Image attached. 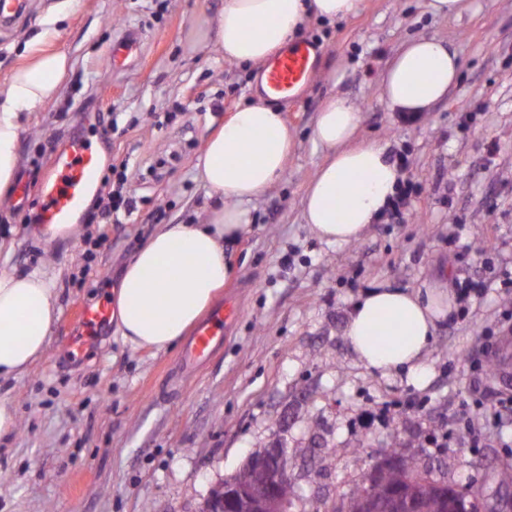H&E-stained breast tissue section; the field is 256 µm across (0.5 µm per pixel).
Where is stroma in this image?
Masks as SVG:
<instances>
[{"label": "stroma", "instance_id": "stroma-1", "mask_svg": "<svg viewBox=\"0 0 512 512\" xmlns=\"http://www.w3.org/2000/svg\"><path fill=\"white\" fill-rule=\"evenodd\" d=\"M60 0H30L27 16L0 25V84L23 60L41 17ZM61 5V4H60ZM223 0H71L55 48L71 66L57 98L19 135L14 179L0 193V269L53 277L59 317L49 346L0 401L18 426L0 438V512H200L211 491L250 455L281 437L295 491L290 512H347L355 488L385 455L473 495L487 512L512 471V435L493 415L512 378L489 360L512 331V0H478L474 12L436 16L426 0H362L345 20L308 18L296 35L318 48L316 73L283 99L295 139L286 173L249 205L250 229L224 249L240 315L223 350L183 371L179 347L135 349L115 321L77 362L67 357L81 306L115 299L123 269L166 224H199L209 199L195 171L206 134L258 99L263 67L225 62L214 18ZM139 45L121 68L111 50ZM444 40L458 82L410 122L380 94L391 58L412 38ZM361 110L358 141L405 153L417 186L403 223L369 225L349 244L318 239L301 200L325 153L312 138L331 94ZM101 177L126 165L131 211L79 234L35 236L24 217L39 207L50 156L83 113ZM495 155H488L489 146ZM92 260H83L87 240ZM469 278L486 295L458 302L428 351L420 386L406 374L368 370L344 335L361 291L417 288ZM477 416L473 443L463 413Z\"/></svg>", "mask_w": 512, "mask_h": 512}]
</instances>
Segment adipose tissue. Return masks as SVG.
<instances>
[{"label": "adipose tissue", "instance_id": "adipose-tissue-1", "mask_svg": "<svg viewBox=\"0 0 512 512\" xmlns=\"http://www.w3.org/2000/svg\"><path fill=\"white\" fill-rule=\"evenodd\" d=\"M361 0H224L215 18V44L226 62L258 66L287 45L309 17L355 15ZM56 13L0 88V191L18 167V138L30 113L58 91L70 66L53 48ZM460 76V61L434 36L407 41L391 59L381 84L389 111L419 115L443 100ZM359 107L332 95L318 112L312 138L326 152L302 198L303 217L323 241H357L395 196L402 177L384 147L360 143ZM295 146L279 107L256 101L210 131L196 179L213 203L201 224H169L156 231L127 265L117 294V331L134 347L165 350L184 336L232 274L225 241L247 230L248 203L280 181ZM455 305L439 285L369 288L345 325L348 343L366 368L405 372L424 384L425 362L437 326ZM53 280L35 270L0 271V380L15 378L42 356L58 319Z\"/></svg>", "mask_w": 512, "mask_h": 512}]
</instances>
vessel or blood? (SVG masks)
Returning a JSON list of instances; mask_svg holds the SVG:
<instances>
[{"label":"vessel or blood","mask_w":512,"mask_h":512,"mask_svg":"<svg viewBox=\"0 0 512 512\" xmlns=\"http://www.w3.org/2000/svg\"><path fill=\"white\" fill-rule=\"evenodd\" d=\"M317 55V47L307 41L289 46L270 61L262 81L263 93L294 96L311 77ZM100 167L101 156L94 145L81 134L71 136L63 151L52 158L50 177L41 187V218L34 226L36 236L45 238L56 228L78 222L87 195L98 184ZM237 314L234 304L217 306L188 339L181 355L183 365L194 367L209 360L223 346ZM110 316V302L104 298L82 308L76 317L77 331L70 341L72 359L85 356Z\"/></svg>","instance_id":"1"}]
</instances>
